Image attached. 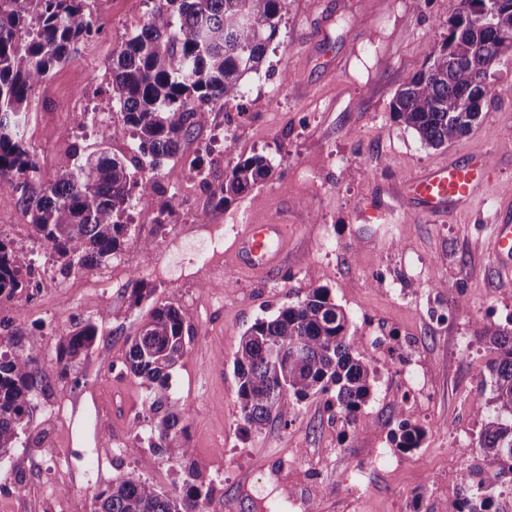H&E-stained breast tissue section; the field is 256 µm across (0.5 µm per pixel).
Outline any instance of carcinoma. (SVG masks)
I'll use <instances>...</instances> for the list:
<instances>
[{"label":"carcinoma","mask_w":512,"mask_h":512,"mask_svg":"<svg viewBox=\"0 0 512 512\" xmlns=\"http://www.w3.org/2000/svg\"><path fill=\"white\" fill-rule=\"evenodd\" d=\"M286 0H156L143 26L112 56L108 95L123 124L100 128L99 149L84 155L70 146L74 163L44 179L25 138L27 110L37 86L72 60L73 46L100 30L87 0H0V184L11 188L31 216V238L51 249L67 278L112 259L129 232L125 215L132 201L161 191L159 170L178 156L183 139L203 128L216 107L244 97L241 80L260 73L267 47L279 33ZM479 0H461L448 18L447 33L431 48L424 68L407 78L391 105L395 119L430 148L468 134L481 121L483 105L498 96L491 70L512 40V0H496L491 24L478 19ZM130 133L131 158L112 154V139ZM224 183L212 189L226 204L271 174L262 155L234 156ZM31 252L0 235V296L25 287ZM190 328L179 308H152L128 340L125 368L146 387V404L130 429L149 423L148 447L175 460L180 418L169 411L171 372L182 359ZM98 326L86 319L60 342L59 376L88 357ZM492 397L473 413L482 421L478 463L460 476V490L446 512H499L498 501L512 484V333L489 332ZM236 402L241 431L258 434L272 419L288 422L295 405L317 393L328 396L336 414L352 423L373 387L369 361L357 352L347 314L325 288H314L269 318L245 330L235 353ZM43 393L37 341L29 347L0 341V455L29 431ZM403 416L397 447L420 446L424 430ZM212 489L190 480L175 493L157 489L134 471L96 497L95 512H204Z\"/></svg>","instance_id":"cac0c4a2"}]
</instances>
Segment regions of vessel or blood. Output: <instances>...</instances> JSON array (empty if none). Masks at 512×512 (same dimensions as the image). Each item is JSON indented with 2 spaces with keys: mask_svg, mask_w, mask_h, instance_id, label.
Returning <instances> with one entry per match:
<instances>
[{
  "mask_svg": "<svg viewBox=\"0 0 512 512\" xmlns=\"http://www.w3.org/2000/svg\"><path fill=\"white\" fill-rule=\"evenodd\" d=\"M489 179L485 157L474 155L427 169L406 181L400 192L416 205L419 215L430 219L467 206ZM281 224V219L273 216L246 220L238 237L237 265L258 274L275 268L285 250ZM488 250L500 274L512 277V206H500L488 239Z\"/></svg>",
  "mask_w": 512,
  "mask_h": 512,
  "instance_id": "1",
  "label": "vessel or blood"
}]
</instances>
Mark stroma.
Returning a JSON list of instances; mask_svg holds the SVG:
<instances>
[{"label":"stroma","mask_w":512,"mask_h":512,"mask_svg":"<svg viewBox=\"0 0 512 512\" xmlns=\"http://www.w3.org/2000/svg\"><path fill=\"white\" fill-rule=\"evenodd\" d=\"M88 4L99 33L75 44L72 61L36 89L28 109L27 139L47 177L69 164L73 142L96 149L99 122L121 124L108 96L112 54L144 24L154 0ZM459 7L460 0H286L260 73L243 80V100L211 112L162 166V186L188 184L179 201L155 194L129 211L131 230L105 265L0 302V340L39 337L46 386L30 430L0 456L6 512H93L95 495L131 470L163 491L181 488L188 473L167 456L147 447L127 452L145 389L126 373V341L163 304L179 308L191 329L172 372L170 409L184 417L177 445L191 471L213 488L208 512H283L295 496L296 512H445L461 471L475 461L481 426L472 407L490 395L482 330L512 329V282L487 250L494 211L512 194V56L491 73L499 96L485 104L481 122L448 146H423L393 118L390 103ZM229 124L238 154L264 155L274 171L219 205L210 187L223 183L230 162ZM472 153L487 155L493 181L468 212L422 219L398 194L424 170ZM194 157L209 163V185L186 167ZM363 200L383 206L385 220L369 221ZM169 201L174 208L162 215ZM248 213L283 215L288 249L278 270L234 267ZM0 233L33 246L30 217L5 186ZM137 279L153 290L139 304ZM313 288L329 290L359 352L373 360V395L352 423L318 394L299 402L290 422L244 435L233 374L240 337ZM461 299L466 308H457ZM444 310L452 318L437 324ZM85 319L101 334L88 360L60 378L57 347ZM409 369L423 375L424 396L407 392ZM402 406L425 432L409 452L395 442ZM48 442L61 463L46 456ZM89 457L103 469L86 470Z\"/></svg>","instance_id":"1"}]
</instances>
